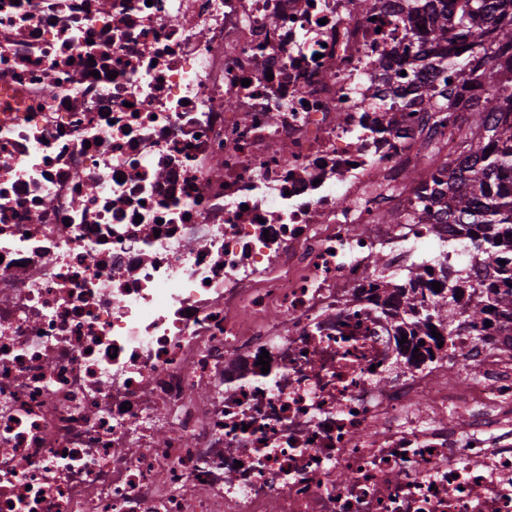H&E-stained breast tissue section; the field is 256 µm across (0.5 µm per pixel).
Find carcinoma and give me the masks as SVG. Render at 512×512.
<instances>
[{"label":"carcinoma","instance_id":"1","mask_svg":"<svg viewBox=\"0 0 512 512\" xmlns=\"http://www.w3.org/2000/svg\"><path fill=\"white\" fill-rule=\"evenodd\" d=\"M463 7L456 13L446 7H434L427 30L431 63L452 69L455 88L466 90L475 85L487 89L478 98L468 100L475 131L460 141L464 160L448 176V223L461 228L469 248L493 256L503 253L506 264L485 268L482 289L468 295L470 326L486 330L485 322L496 324L507 315L512 317V91L502 81L512 75V0H460ZM490 16L496 26L484 43L481 55L461 64L456 62V48L482 33L471 29L473 16ZM427 107L438 114L448 101L424 87ZM413 198L405 218L408 224H429L434 218L429 200L443 192L420 183L406 184ZM502 240L498 244L495 239ZM471 278L466 268L448 273V294L460 295ZM454 317L444 307H435L421 321L425 329L435 326L446 336L457 334Z\"/></svg>","mask_w":512,"mask_h":512}]
</instances>
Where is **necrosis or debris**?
<instances>
[{
    "label": "necrosis or debris",
    "instance_id": "necrosis-or-debris-1",
    "mask_svg": "<svg viewBox=\"0 0 512 512\" xmlns=\"http://www.w3.org/2000/svg\"><path fill=\"white\" fill-rule=\"evenodd\" d=\"M429 22L0 0V512H512V323L371 264L472 261L404 220L464 134ZM454 317L451 311L444 307H434L431 311L428 312L427 317L423 321H419L421 325L430 330V325L435 326L436 333H441L444 336H454L457 335V326L453 327Z\"/></svg>",
    "mask_w": 512,
    "mask_h": 512
}]
</instances>
